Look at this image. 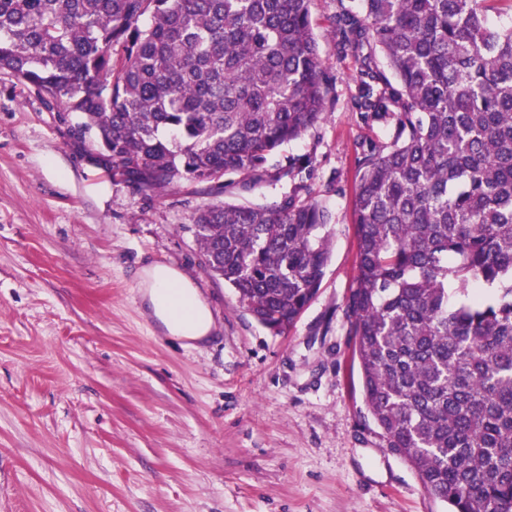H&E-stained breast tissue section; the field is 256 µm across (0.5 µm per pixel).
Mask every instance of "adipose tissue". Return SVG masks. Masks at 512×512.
<instances>
[{
    "instance_id": "1",
    "label": "adipose tissue",
    "mask_w": 512,
    "mask_h": 512,
    "mask_svg": "<svg viewBox=\"0 0 512 512\" xmlns=\"http://www.w3.org/2000/svg\"><path fill=\"white\" fill-rule=\"evenodd\" d=\"M146 313L169 335L195 343L211 329V313L192 282L176 270L158 263L139 273Z\"/></svg>"
}]
</instances>
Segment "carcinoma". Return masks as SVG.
<instances>
[{
	"label": "carcinoma",
	"instance_id": "obj_1",
	"mask_svg": "<svg viewBox=\"0 0 512 512\" xmlns=\"http://www.w3.org/2000/svg\"><path fill=\"white\" fill-rule=\"evenodd\" d=\"M311 2L0 0V70L76 114L140 193L273 187L310 166L270 159L326 110ZM486 2L358 0L332 19L361 58L355 107L393 126L357 157L352 354L387 448L449 512H512V20ZM302 190L194 217L209 274L275 335L330 258L331 216Z\"/></svg>",
	"mask_w": 512,
	"mask_h": 512
}]
</instances>
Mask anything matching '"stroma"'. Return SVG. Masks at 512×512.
<instances>
[{"instance_id":"35a3bbf8","label":"stroma","mask_w":512,"mask_h":512,"mask_svg":"<svg viewBox=\"0 0 512 512\" xmlns=\"http://www.w3.org/2000/svg\"><path fill=\"white\" fill-rule=\"evenodd\" d=\"M354 4L312 0L327 113L272 160L311 157L302 181L332 215L320 289L279 335L205 271L193 231L204 205L279 191L138 193L61 105L0 71V512H446L368 419L347 336L357 152L392 135L352 105L359 61L331 22ZM152 262L192 281L209 340L147 320L136 274Z\"/></svg>"}]
</instances>
